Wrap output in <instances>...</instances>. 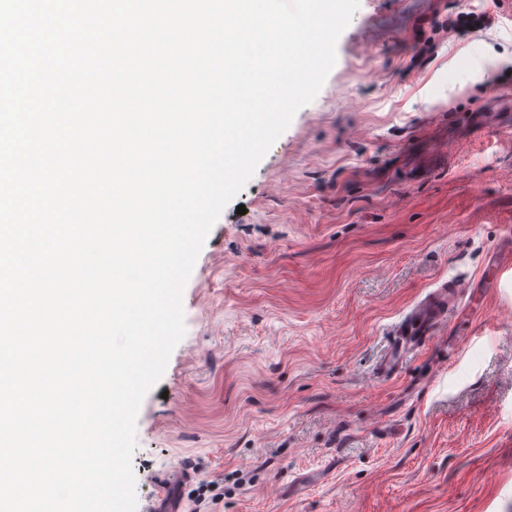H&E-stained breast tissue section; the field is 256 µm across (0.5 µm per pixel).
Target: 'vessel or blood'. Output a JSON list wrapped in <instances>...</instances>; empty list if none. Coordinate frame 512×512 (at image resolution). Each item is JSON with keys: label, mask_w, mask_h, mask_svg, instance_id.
<instances>
[{"label": "vessel or blood", "mask_w": 512, "mask_h": 512, "mask_svg": "<svg viewBox=\"0 0 512 512\" xmlns=\"http://www.w3.org/2000/svg\"><path fill=\"white\" fill-rule=\"evenodd\" d=\"M465 288L464 281L449 280L418 301L387 331L386 347L376 373L383 378L398 376L422 352L436 331L447 322L453 298ZM191 473L180 468L160 484L149 512H184L181 492Z\"/></svg>", "instance_id": "b4317fda"}]
</instances>
